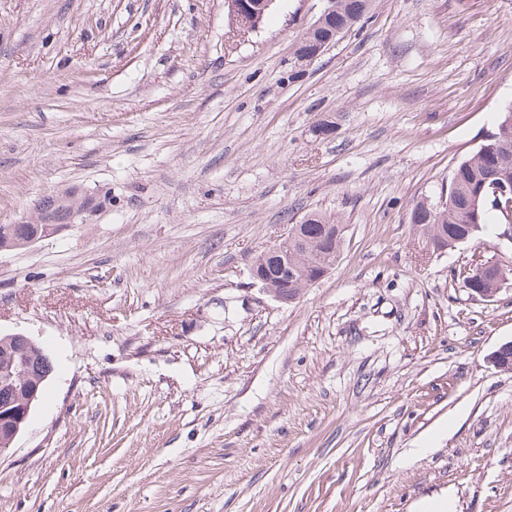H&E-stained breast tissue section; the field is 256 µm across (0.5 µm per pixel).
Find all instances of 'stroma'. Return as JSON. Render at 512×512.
I'll use <instances>...</instances> for the list:
<instances>
[{
	"instance_id": "stroma-1",
	"label": "stroma",
	"mask_w": 512,
	"mask_h": 512,
	"mask_svg": "<svg viewBox=\"0 0 512 512\" xmlns=\"http://www.w3.org/2000/svg\"><path fill=\"white\" fill-rule=\"evenodd\" d=\"M326 6L0 0V224L60 227L0 251L55 366L0 512H512V284H464L512 242L409 223L512 102V0H372L298 61ZM312 213L341 255L275 303L251 265ZM272 3L273 1L270 0L225 1V5L228 7L230 20L237 24L239 27L246 30L247 35L257 30V27L253 26L252 21L258 12H260V14L263 15L259 24V28L261 27L265 18L267 17V15L274 6V3Z\"/></svg>"
}]
</instances>
